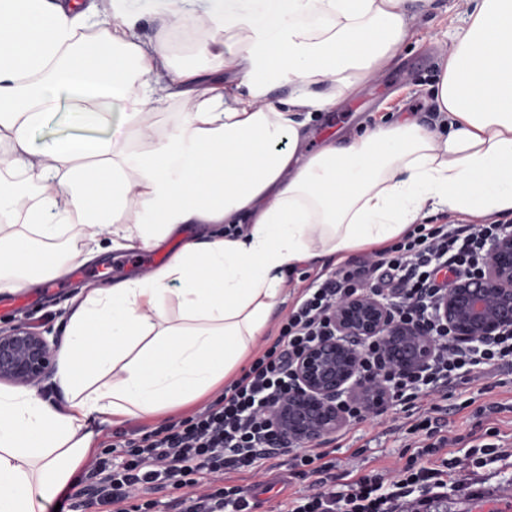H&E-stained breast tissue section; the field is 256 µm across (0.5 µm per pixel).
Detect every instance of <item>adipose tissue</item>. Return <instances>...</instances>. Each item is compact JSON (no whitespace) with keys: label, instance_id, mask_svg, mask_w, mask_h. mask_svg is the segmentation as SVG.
<instances>
[{"label":"adipose tissue","instance_id":"1","mask_svg":"<svg viewBox=\"0 0 512 512\" xmlns=\"http://www.w3.org/2000/svg\"><path fill=\"white\" fill-rule=\"evenodd\" d=\"M171 2L144 40L115 0H0V292L66 275V236L87 241L90 261L200 228L146 275L76 296L55 374L65 406L0 387V512H45L94 447L95 422L224 381L295 265L385 243L442 209L478 222L512 212V0H469L434 91L436 128L403 117L314 152L307 115L386 69L427 0L205 15ZM177 34L190 57L173 53ZM277 76L287 97L271 94ZM63 97L85 134L34 147ZM172 105L180 123L158 132L151 114ZM113 110L117 129L99 133Z\"/></svg>","mask_w":512,"mask_h":512}]
</instances>
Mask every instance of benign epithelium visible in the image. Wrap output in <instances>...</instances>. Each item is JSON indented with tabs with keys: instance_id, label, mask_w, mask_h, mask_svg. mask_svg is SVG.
Segmentation results:
<instances>
[{
	"instance_id": "benign-epithelium-1",
	"label": "benign epithelium",
	"mask_w": 512,
	"mask_h": 512,
	"mask_svg": "<svg viewBox=\"0 0 512 512\" xmlns=\"http://www.w3.org/2000/svg\"><path fill=\"white\" fill-rule=\"evenodd\" d=\"M432 313L458 343H473L512 329V225L504 224L485 251L482 270L453 283L435 299ZM382 343L385 364L402 373L430 364L435 344L421 328L399 321L393 305L374 291L342 299L326 336L290 361L296 386L272 409L278 448L301 447L330 437L348 422L344 409L357 403L374 413L389 392L360 372L361 347ZM55 346L24 322L0 330V381L31 386L48 379Z\"/></svg>"
}]
</instances>
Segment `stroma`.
<instances>
[{
    "label": "stroma",
    "instance_id": "obj_1",
    "mask_svg": "<svg viewBox=\"0 0 512 512\" xmlns=\"http://www.w3.org/2000/svg\"><path fill=\"white\" fill-rule=\"evenodd\" d=\"M167 0H120L123 18L135 26L144 39L155 37L156 17L163 15ZM468 9V0H433L429 11L419 20L411 39L399 46L390 67L377 74L344 108L314 116L310 127L318 138L344 133H360L378 124L396 121L401 113L413 112L423 123H432L437 104L433 87L438 80L441 62L453 47L452 33L461 25ZM181 244L173 238L151 251L108 253L95 261L82 257L83 243L64 247L62 259L70 268L61 279L43 282L38 287L24 289L25 303H0V328L25 321L48 339L58 338L62 318L71 299L84 288L108 285L112 280L153 270L158 260L168 257ZM337 267L335 258H324L317 264L299 265L288 275L286 300L274 314L269 335L278 327L301 295L309 279L318 273H328ZM395 409H388L374 421L350 423L335 435L321 441V449L330 453L337 473L388 470L409 454L411 435L396 420ZM226 477L252 496L254 512H278L288 498L308 492L309 480L289 479L288 458L279 456L277 466L267 481H259L247 471H230Z\"/></svg>",
    "mask_w": 512,
    "mask_h": 512
}]
</instances>
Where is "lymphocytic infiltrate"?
<instances>
[{"instance_id": "obj_1", "label": "lymphocytic infiltrate", "mask_w": 512, "mask_h": 512, "mask_svg": "<svg viewBox=\"0 0 512 512\" xmlns=\"http://www.w3.org/2000/svg\"><path fill=\"white\" fill-rule=\"evenodd\" d=\"M499 230L496 224H418L376 259L315 277L263 354L203 411L138 438L118 436L104 446L91 468L99 503L109 512H154L147 492L172 488L181 493L180 512H251L244 489L225 484V468L255 471L274 458L275 430L263 410L291 390L289 360L326 334L335 305L363 292L374 279L387 290L398 319L422 326L436 343L430 365L410 375L380 365L379 343L362 347L363 374L386 384L389 406L403 407L408 430L417 436L416 450L389 472L354 477L335 473L326 452L293 454L291 477L313 479L316 490L289 499L282 512H427L451 497L484 499L486 467L512 459V447L490 423L503 404L479 406L477 423L467 432L447 435L441 408L429 398L512 365V331L460 346L434 323L431 305L454 279L477 273L486 243ZM451 445L463 447V456H445Z\"/></svg>"}]
</instances>
